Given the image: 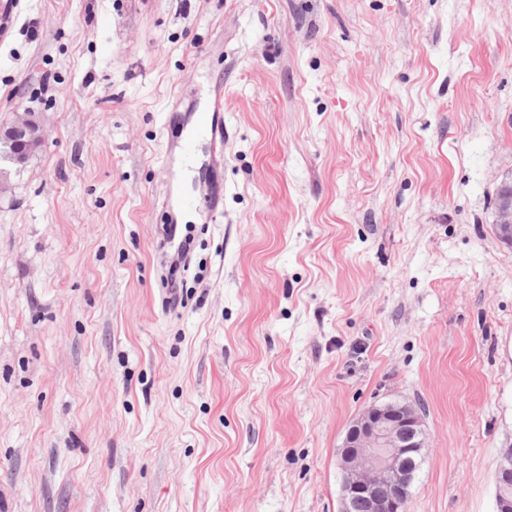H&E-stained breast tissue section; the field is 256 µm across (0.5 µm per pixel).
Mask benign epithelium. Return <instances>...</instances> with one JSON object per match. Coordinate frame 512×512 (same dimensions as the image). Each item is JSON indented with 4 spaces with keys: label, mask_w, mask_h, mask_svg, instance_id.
I'll list each match as a JSON object with an SVG mask.
<instances>
[{
    "label": "benign epithelium",
    "mask_w": 512,
    "mask_h": 512,
    "mask_svg": "<svg viewBox=\"0 0 512 512\" xmlns=\"http://www.w3.org/2000/svg\"><path fill=\"white\" fill-rule=\"evenodd\" d=\"M0 141L17 150L0 155V189L7 186V168L22 167L31 153L44 142V130L30 112L16 114L8 124L0 125ZM497 238L512 245V175L502 177L495 191ZM428 447L423 415L414 405L390 400L373 403L349 424L338 449L341 474L342 512L363 506L366 512H406L415 479L413 456L423 455ZM512 450L497 470L496 512H512ZM388 486V498L380 494Z\"/></svg>",
    "instance_id": "1"
}]
</instances>
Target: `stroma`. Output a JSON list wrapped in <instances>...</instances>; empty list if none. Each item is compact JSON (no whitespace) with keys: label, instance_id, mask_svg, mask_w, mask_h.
<instances>
[{"label":"stroma","instance_id":"obj_1","mask_svg":"<svg viewBox=\"0 0 512 512\" xmlns=\"http://www.w3.org/2000/svg\"><path fill=\"white\" fill-rule=\"evenodd\" d=\"M0 124V512H339L340 446L420 407L408 512H495L512 449V0H25ZM224 216L169 306L191 102ZM224 94L215 90L207 104L194 112L193 133L183 137L175 146L189 162L200 164L212 171L224 163ZM206 136L210 143L208 154L202 160L199 154L198 140ZM18 147L17 151L0 155V189L7 186V168L22 167L31 153L44 142V130L31 112L17 113L8 124L0 125V142ZM495 224L497 238L512 245V175L502 177L495 191Z\"/></svg>","mask_w":512,"mask_h":512}]
</instances>
